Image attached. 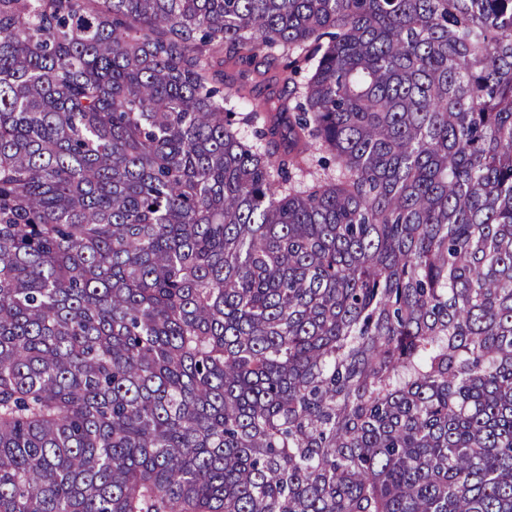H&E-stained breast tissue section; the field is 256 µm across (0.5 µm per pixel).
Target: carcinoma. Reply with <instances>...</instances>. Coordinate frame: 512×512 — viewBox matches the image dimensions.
<instances>
[{"label": "carcinoma", "instance_id": "cac0c4a2", "mask_svg": "<svg viewBox=\"0 0 512 512\" xmlns=\"http://www.w3.org/2000/svg\"><path fill=\"white\" fill-rule=\"evenodd\" d=\"M0 512H512V0H0Z\"/></svg>", "mask_w": 512, "mask_h": 512}]
</instances>
